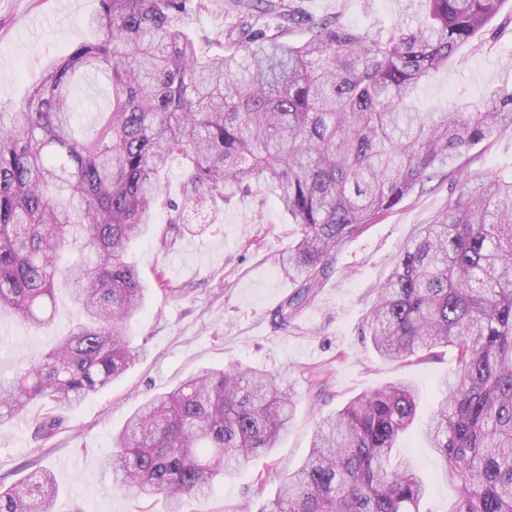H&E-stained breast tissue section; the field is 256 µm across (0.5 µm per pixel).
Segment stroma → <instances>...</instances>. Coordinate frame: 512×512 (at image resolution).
I'll return each instance as SVG.
<instances>
[{
  "label": "stroma",
  "instance_id": "obj_1",
  "mask_svg": "<svg viewBox=\"0 0 512 512\" xmlns=\"http://www.w3.org/2000/svg\"><path fill=\"white\" fill-rule=\"evenodd\" d=\"M292 2L304 17L336 16L345 27L371 34L398 21L417 23L407 0ZM97 8L98 0H0V104L20 100L39 81L47 60L66 56L89 39L85 21ZM507 80L512 81V0L474 44L418 89L416 104L420 111L438 112ZM108 107L103 80L89 76L77 82L75 109L82 125L93 124ZM464 175H512V123H498L487 140L339 248L315 299L282 329L273 313L296 284L280 257L297 242V225L275 198L261 202L240 193L226 198L206 222L173 225L174 207L184 202L185 176L179 164H171L153 230L132 250L148 287L133 321V343L144 348L143 359L77 406L58 411L37 403L1 428L0 484L48 469L58 486L55 512H165L163 501L115 488L102 462L113 432L144 399L206 368L239 364L294 372L299 403L273 455L256 457L233 479L216 483L207 501H188L184 512H261L282 477L307 458L315 421L362 392L410 381L421 393L423 410H430L442 398L440 381L457 370L454 350L426 362L387 361L364 333L377 291L401 249L418 225L432 223L458 194ZM166 236L176 237L174 247L163 246ZM76 315L63 287L56 291L51 325L30 328L0 319V376H12L29 355L50 349ZM52 415L60 420L54 434L36 436L35 420ZM403 451L428 481L426 512H448L455 490L436 456L423 448L420 433L404 440Z\"/></svg>",
  "mask_w": 512,
  "mask_h": 512
}]
</instances>
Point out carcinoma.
Masks as SVG:
<instances>
[{"label":"carcinoma","instance_id":"carcinoma-1","mask_svg":"<svg viewBox=\"0 0 512 512\" xmlns=\"http://www.w3.org/2000/svg\"><path fill=\"white\" fill-rule=\"evenodd\" d=\"M413 29L374 35L309 19L307 39L285 0H229L236 22L203 52L186 18L206 0H99L94 32L49 60L20 101L0 105V317L39 326L55 289L78 318L47 352L0 379V427L30 404L66 407L140 361L131 323L145 301L129 245L150 231L161 173L181 165L184 208L236 190L272 195L300 227L283 266L298 290L275 312L288 327L328 276L338 248L416 186L512 120V82L444 112L414 94L474 42L504 0H420ZM280 19L274 27L262 22ZM107 83L112 106L89 130L73 89ZM380 357L419 362L457 350L424 426L457 489L449 512H512V177L461 183L401 251L367 321ZM297 379L238 366L204 369L153 395L112 438L113 484L183 512L255 455H267L297 412ZM401 381L352 398L319 420L303 465L262 512H421L423 476L394 454L418 417ZM48 471L0 485V512H53Z\"/></svg>","mask_w":512,"mask_h":512}]
</instances>
